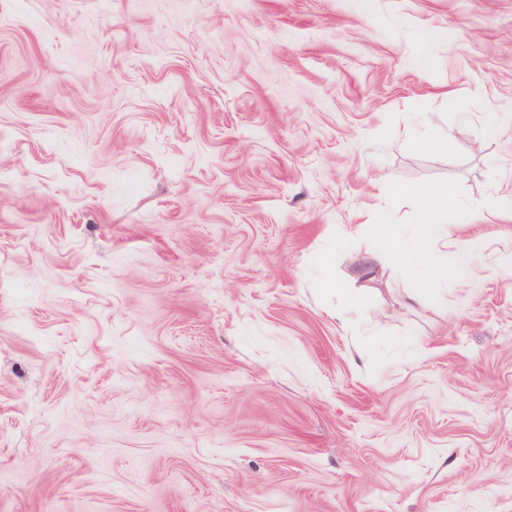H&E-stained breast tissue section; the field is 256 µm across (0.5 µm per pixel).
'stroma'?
Here are the masks:
<instances>
[{
	"label": "stroma",
	"mask_w": 512,
	"mask_h": 512,
	"mask_svg": "<svg viewBox=\"0 0 512 512\" xmlns=\"http://www.w3.org/2000/svg\"><path fill=\"white\" fill-rule=\"evenodd\" d=\"M511 193L512 0H0V512H512ZM416 194L418 197L430 200L421 209L418 226L419 237H426L433 232L446 234L450 193L443 190L433 193L428 189H419ZM456 273V268L448 265V258L437 260L433 272L420 278L419 287L410 295L411 299L421 301L426 296L437 297L439 283L448 280V276Z\"/></svg>",
	"instance_id": "1"
}]
</instances>
